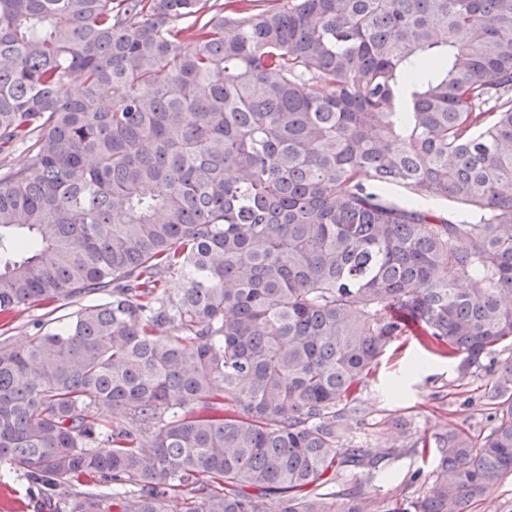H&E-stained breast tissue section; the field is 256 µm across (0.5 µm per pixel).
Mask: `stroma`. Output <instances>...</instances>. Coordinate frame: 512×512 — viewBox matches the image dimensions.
I'll list each match as a JSON object with an SVG mask.
<instances>
[{
	"label": "stroma",
	"mask_w": 512,
	"mask_h": 512,
	"mask_svg": "<svg viewBox=\"0 0 512 512\" xmlns=\"http://www.w3.org/2000/svg\"><path fill=\"white\" fill-rule=\"evenodd\" d=\"M512 361V348L484 360L468 384H460L453 363L424 355L410 337L396 339L383 353L363 392L364 411L351 422L343 447L364 448L377 457V468L344 472V485L384 499L403 489L422 492L434 468L432 459L390 447L394 424L401 423L417 437H433L454 426L476 435L488 434L494 421L478 401L477 389L491 368ZM0 512H35L33 490L22 472L0 475Z\"/></svg>",
	"instance_id": "35a3bbf8"
}]
</instances>
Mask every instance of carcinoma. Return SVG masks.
I'll return each instance as SVG.
<instances>
[{
    "mask_svg": "<svg viewBox=\"0 0 512 512\" xmlns=\"http://www.w3.org/2000/svg\"><path fill=\"white\" fill-rule=\"evenodd\" d=\"M18 146L0 317L75 306L0 341L39 512H472L512 475L509 361L487 435L392 438L423 494L334 491L395 339L460 381L512 347V0H0Z\"/></svg>",
    "mask_w": 512,
    "mask_h": 512,
    "instance_id": "cac0c4a2",
    "label": "carcinoma"
}]
</instances>
